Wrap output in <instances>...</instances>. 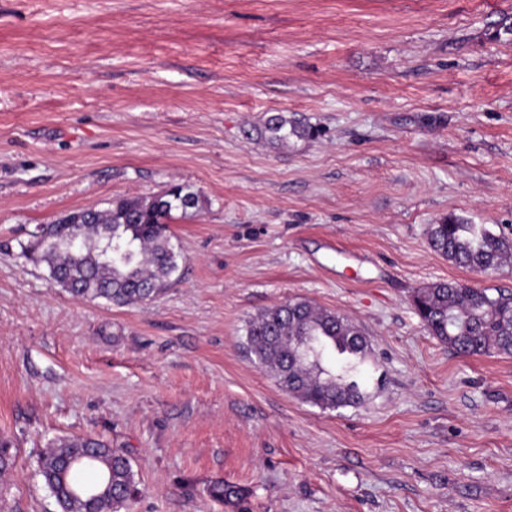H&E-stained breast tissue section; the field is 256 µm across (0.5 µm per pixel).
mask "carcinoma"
<instances>
[{
  "label": "carcinoma",
  "mask_w": 512,
  "mask_h": 512,
  "mask_svg": "<svg viewBox=\"0 0 512 512\" xmlns=\"http://www.w3.org/2000/svg\"><path fill=\"white\" fill-rule=\"evenodd\" d=\"M260 135L281 147L309 136L310 128L281 116ZM200 203L199 194L174 185L159 194L118 198L103 209L72 211L37 226L19 243L20 255L45 266L52 285L74 298L142 304L167 290L179 269L172 212L185 216ZM429 244L473 272L498 269L512 257L511 240L454 216L430 226ZM412 302L428 332L457 354L512 355V291L436 282L416 289ZM246 349L282 389L312 406L335 410L366 397L368 343L338 312L305 300L265 309L247 326ZM39 474L60 512H120L138 493L128 456L94 436L56 443L42 457ZM209 494L230 512H249V492L236 483L217 480Z\"/></svg>",
  "instance_id": "obj_1"
}]
</instances>
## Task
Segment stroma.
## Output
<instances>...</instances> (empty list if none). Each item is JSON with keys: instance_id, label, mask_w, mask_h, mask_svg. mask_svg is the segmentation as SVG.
Segmentation results:
<instances>
[{"instance_id": "1", "label": "stroma", "mask_w": 512, "mask_h": 512, "mask_svg": "<svg viewBox=\"0 0 512 512\" xmlns=\"http://www.w3.org/2000/svg\"><path fill=\"white\" fill-rule=\"evenodd\" d=\"M512 0H0V512H58L61 437L124 449L126 512H512V356L463 357L412 305L511 288L429 246L464 218L512 238ZM310 126L271 148L270 116ZM181 184L177 279L83 301L20 258L35 225ZM292 299L371 347L365 402L324 410L245 348ZM209 494L213 500L230 509V512H249L247 506L249 492L239 484L217 480L210 485Z\"/></svg>"}]
</instances>
